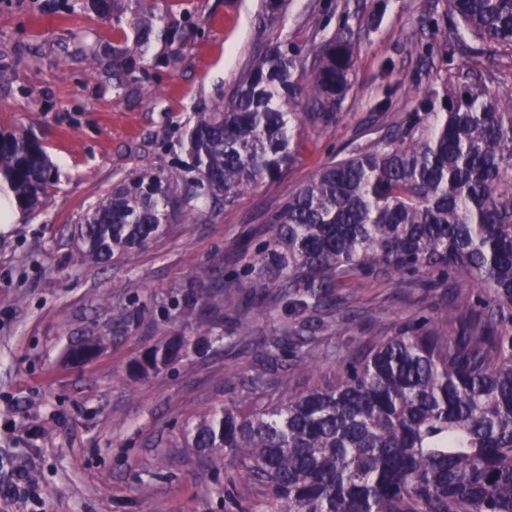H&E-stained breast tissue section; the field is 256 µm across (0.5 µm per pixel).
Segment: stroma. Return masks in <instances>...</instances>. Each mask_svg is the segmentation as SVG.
I'll return each instance as SVG.
<instances>
[{
  "label": "stroma",
  "instance_id": "obj_1",
  "mask_svg": "<svg viewBox=\"0 0 512 512\" xmlns=\"http://www.w3.org/2000/svg\"><path fill=\"white\" fill-rule=\"evenodd\" d=\"M446 13V0H288L276 14L264 0H118L108 22L90 0H0V131L34 135L57 178L39 213L0 225V512H243L224 497L223 457H200L183 432L228 401L229 370L258 368L260 337L283 320L335 321L336 353L290 375L300 391L330 383L339 360L369 340L456 306L444 284L361 276L338 288L332 309L285 310L277 321L257 312L235 348L129 375L135 358L170 337L213 334L207 318L184 323V300L228 277L250 282L236 243L261 248L271 211L324 163L378 140L444 77L490 68L512 85V53L463 54L447 41ZM145 14L177 35L141 57L133 23ZM334 36L353 50L348 89L332 122L303 120L297 159L280 178L205 222L171 214L147 247L116 261L82 258L78 218L143 168L188 162L196 112L231 96L257 55L285 40L307 68ZM88 336L103 337L101 351L72 360ZM18 471L32 496L9 493Z\"/></svg>",
  "mask_w": 512,
  "mask_h": 512
}]
</instances>
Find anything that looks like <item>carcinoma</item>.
Segmentation results:
<instances>
[{"mask_svg": "<svg viewBox=\"0 0 512 512\" xmlns=\"http://www.w3.org/2000/svg\"><path fill=\"white\" fill-rule=\"evenodd\" d=\"M448 38L512 50V0H447ZM159 29L137 21L145 56ZM350 46L326 41L309 74L299 53L271 46L227 101L195 113L187 137L192 164L143 170L121 181L79 218L84 257L107 262L160 235L169 210L197 221L233 204L251 185L279 178L295 159L297 107L329 123L349 84ZM494 73L466 74L425 93L423 111L378 142L331 160L271 215L244 301L227 281L186 302L202 305L220 333L169 340L131 365L134 375L250 334L254 311L272 316L332 307L336 289L358 274L422 288L454 285L477 305L370 343L341 362L327 386L279 389L269 373L224 384L232 403L210 411L185 446L222 455L233 474L227 495L266 512H512V91ZM0 181L9 200L33 214L56 182L41 144L0 132ZM281 282L280 292L265 290ZM322 339L284 323L266 338L269 357L305 372Z\"/></svg>", "mask_w": 512, "mask_h": 512, "instance_id": "cac0c4a2", "label": "carcinoma"}]
</instances>
